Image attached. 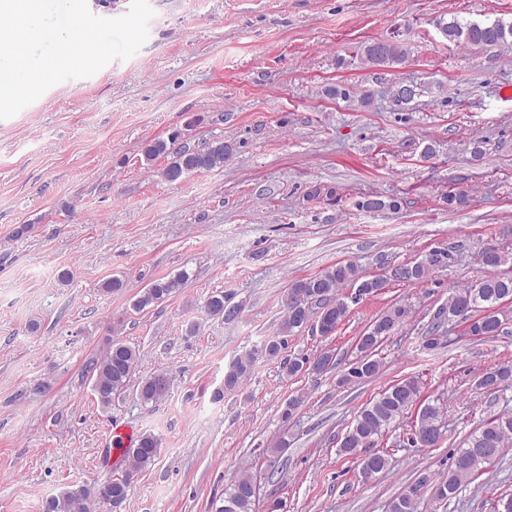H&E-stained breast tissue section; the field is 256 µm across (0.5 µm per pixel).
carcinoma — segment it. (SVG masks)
<instances>
[{"label": "carcinoma", "instance_id": "obj_1", "mask_svg": "<svg viewBox=\"0 0 512 512\" xmlns=\"http://www.w3.org/2000/svg\"><path fill=\"white\" fill-rule=\"evenodd\" d=\"M436 27L448 41L469 46H494L512 39V23L497 20L492 23L461 22L454 19L436 21ZM358 53L364 61L376 66L399 65L409 55L408 46L400 39H374L362 44ZM173 154V160L163 170L164 177L176 181L184 175L211 171L224 167L231 154V147L222 141L204 142L197 148L183 146L170 152L164 140H154L146 145L144 157L148 161L163 154ZM356 207L367 212H396L400 209L397 200L366 195L356 202ZM453 260V250L445 245L435 247L424 258L413 264H404V279L408 282L425 281L437 270L445 269ZM482 275L474 284L459 288L448 296L433 315L430 332L439 333L447 321L461 320L469 323L472 336L497 337L509 324L508 314L503 306L512 303V274L501 271V267L512 262V255L495 246L483 248L478 255ZM185 275L167 280H157L141 289L132 307L142 311L146 307L163 302L177 293ZM386 286L381 277L367 278L351 263L339 262L322 272L299 279L290 284L288 291L302 296L305 303L286 311L279 333L269 336L260 344L261 356L269 359L279 357L285 349V337L307 326L309 321L321 327V335L332 336L346 321L351 311L353 295L359 298L372 296ZM355 293L344 292L345 288ZM409 310L394 304L381 312L370 323L361 336L357 337L356 348L359 357L346 364L339 378L342 385H356L372 381L381 369V362L375 358V351L407 317ZM139 361L136 349L119 341L109 342L105 352L89 366L93 390L104 407L112 405V397L120 394L130 382ZM256 357L249 351L234 358L224 371L223 388L215 397L223 398L241 390L251 376ZM337 366L334 354L325 351L310 360L306 357L288 358L283 368L289 376L306 371L322 372ZM169 380L165 374H153L143 378L138 385L139 398L145 403L158 402L167 395L162 383ZM512 384V364L493 363L486 366L477 376L475 389L486 393L499 391L505 384ZM417 410L408 440L414 445L427 441L432 431H442V407L430 401H421V386L418 378L408 376L398 380L369 401L355 416L339 443L338 452L357 460L358 472L369 471L372 476L388 470L389 459L373 451L379 440L406 415ZM512 440V414L503 413L490 420L481 421L467 436L466 446L458 449L446 476L438 479L432 472L420 473L411 486L416 489L412 496L401 493L390 505V512H414L422 490L432 485L436 496L448 500L458 491L474 482L482 474L485 465L500 457L503 448ZM160 456V440L153 433L142 434L135 445L128 449L124 474L111 478L105 488L89 489L85 486L71 487L46 501L44 512H89L90 499L96 498L120 507L128 498L130 476L155 464ZM255 482L251 473H239L224 491L221 502H212L214 512H252Z\"/></svg>", "mask_w": 512, "mask_h": 512}]
</instances>
